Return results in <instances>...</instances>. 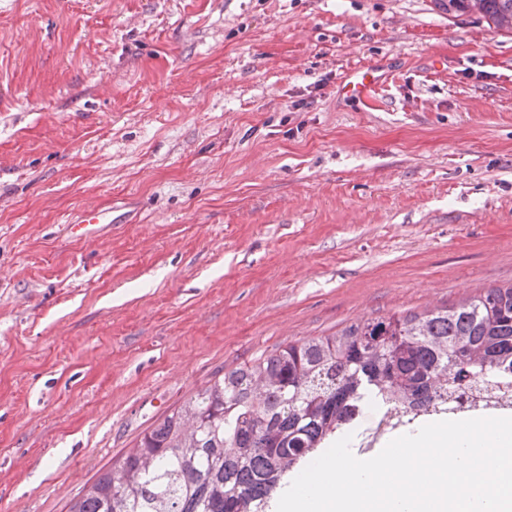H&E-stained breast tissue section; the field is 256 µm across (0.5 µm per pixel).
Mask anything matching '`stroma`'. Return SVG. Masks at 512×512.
<instances>
[{
  "instance_id": "stroma-1",
  "label": "stroma",
  "mask_w": 512,
  "mask_h": 512,
  "mask_svg": "<svg viewBox=\"0 0 512 512\" xmlns=\"http://www.w3.org/2000/svg\"><path fill=\"white\" fill-rule=\"evenodd\" d=\"M88 205L115 225L67 237ZM511 283L512 35L432 0H0V512H68L239 365ZM387 76L372 67H360L347 73L344 80L346 96L350 100L365 101L387 81Z\"/></svg>"
}]
</instances>
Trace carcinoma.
Masks as SVG:
<instances>
[{"mask_svg":"<svg viewBox=\"0 0 512 512\" xmlns=\"http://www.w3.org/2000/svg\"><path fill=\"white\" fill-rule=\"evenodd\" d=\"M512 34V0H433ZM512 285L458 304L355 322L232 369L186 400L68 512H257L343 433L350 403L378 392L458 406L512 390Z\"/></svg>","mask_w":512,"mask_h":512,"instance_id":"carcinoma-1","label":"carcinoma"}]
</instances>
